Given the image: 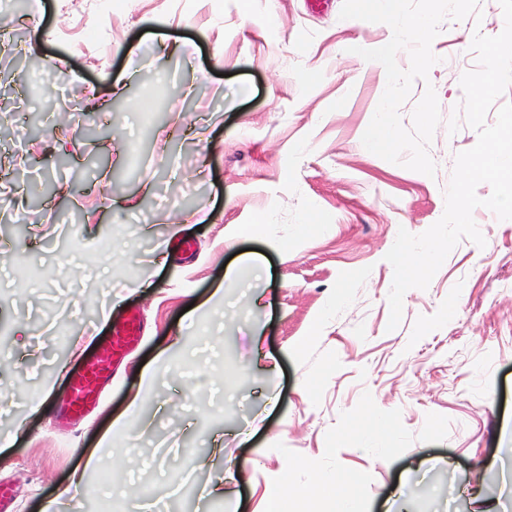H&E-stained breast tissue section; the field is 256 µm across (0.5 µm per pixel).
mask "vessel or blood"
Returning <instances> with one entry per match:
<instances>
[{
	"mask_svg": "<svg viewBox=\"0 0 512 512\" xmlns=\"http://www.w3.org/2000/svg\"><path fill=\"white\" fill-rule=\"evenodd\" d=\"M144 331V322L135 312L113 325L110 336L98 345L93 359L73 373L62 409L64 419L76 423L89 414L102 390L111 382L118 363Z\"/></svg>",
	"mask_w": 512,
	"mask_h": 512,
	"instance_id": "1",
	"label": "vessel or blood"
}]
</instances>
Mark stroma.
I'll return each instance as SVG.
<instances>
[{
    "instance_id": "35a3bbf8",
    "label": "stroma",
    "mask_w": 512,
    "mask_h": 512,
    "mask_svg": "<svg viewBox=\"0 0 512 512\" xmlns=\"http://www.w3.org/2000/svg\"><path fill=\"white\" fill-rule=\"evenodd\" d=\"M12 0L0 49V481L15 512H266L270 490L341 472L353 512H512V220L464 239L388 330L399 229L444 213L481 20L445 21L435 177L366 150L387 24L343 0ZM67 112L61 133L55 117ZM197 243L185 258L169 241ZM148 333L94 414L56 418L59 365L112 320ZM154 371L150 397L140 375ZM125 418L113 427L116 418ZM109 435L78 498L83 450ZM223 485V495L212 489Z\"/></svg>"
}]
</instances>
